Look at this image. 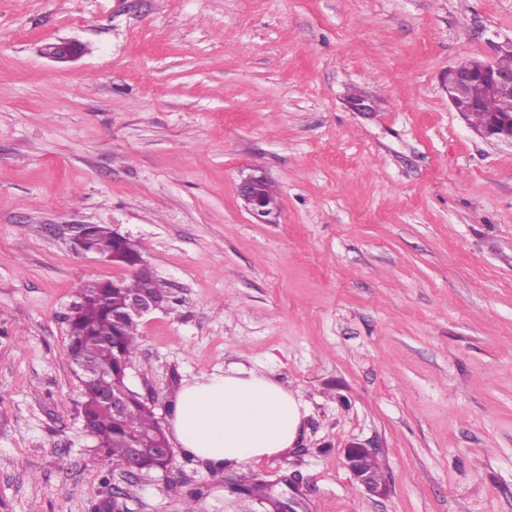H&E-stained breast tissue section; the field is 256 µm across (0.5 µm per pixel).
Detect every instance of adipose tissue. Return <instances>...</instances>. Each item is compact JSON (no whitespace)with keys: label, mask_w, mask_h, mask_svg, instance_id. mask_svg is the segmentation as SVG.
Segmentation results:
<instances>
[{"label":"adipose tissue","mask_w":512,"mask_h":512,"mask_svg":"<svg viewBox=\"0 0 512 512\" xmlns=\"http://www.w3.org/2000/svg\"><path fill=\"white\" fill-rule=\"evenodd\" d=\"M304 412L271 379L229 370L180 388L170 431L184 452L215 467H243L291 448Z\"/></svg>","instance_id":"ef3b65f1"}]
</instances>
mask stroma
<instances>
[{"label":"stroma","instance_id":"1","mask_svg":"<svg viewBox=\"0 0 512 512\" xmlns=\"http://www.w3.org/2000/svg\"><path fill=\"white\" fill-rule=\"evenodd\" d=\"M507 38L512 0H0V512H512V148L441 84ZM58 40L81 54L44 57ZM79 224L177 298L127 377L161 426L238 368L301 399L293 448L237 472L177 447L134 477L98 453L65 317L129 271L77 253ZM267 179L263 173L253 172L243 176L238 185V194L249 204L250 214L261 223L267 222V218L279 208L278 200L269 199L260 191L262 183ZM87 228L86 224L76 227L77 231L73 237L74 245L83 252H89L90 249L103 255L110 256L114 265L131 268L120 265L128 263L133 265L140 260V251L137 246L128 238L121 239L114 236L113 230L108 224H90L89 248L87 246ZM119 263V264H117ZM374 452L368 448H349L346 453V463L352 470L361 484L371 492L384 491L385 487L380 482V477L375 474L379 473V466L373 459ZM370 468L367 463L371 460Z\"/></svg>","mask_w":512,"mask_h":512}]
</instances>
